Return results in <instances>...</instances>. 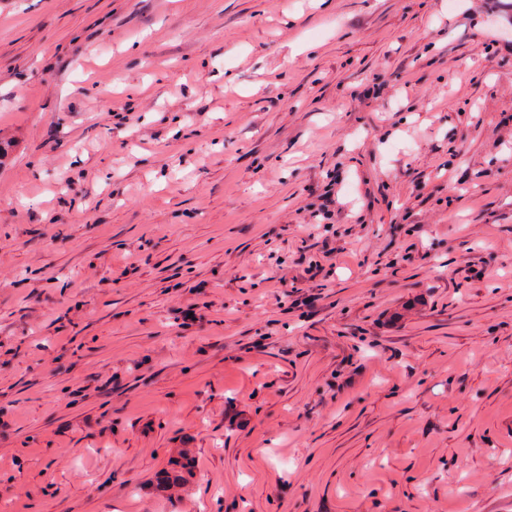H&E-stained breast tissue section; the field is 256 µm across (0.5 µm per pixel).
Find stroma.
<instances>
[{
  "instance_id": "obj_1",
  "label": "stroma",
  "mask_w": 512,
  "mask_h": 512,
  "mask_svg": "<svg viewBox=\"0 0 512 512\" xmlns=\"http://www.w3.org/2000/svg\"><path fill=\"white\" fill-rule=\"evenodd\" d=\"M0 145L10 512H512V0H0Z\"/></svg>"
}]
</instances>
